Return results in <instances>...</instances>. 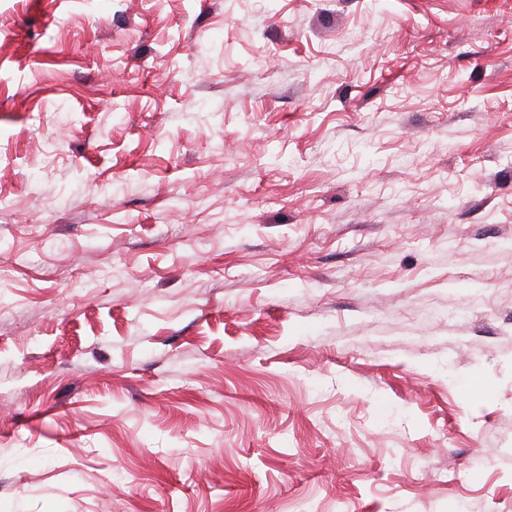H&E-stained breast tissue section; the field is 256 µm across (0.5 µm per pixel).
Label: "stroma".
Here are the masks:
<instances>
[{
  "instance_id": "35a3bbf8",
  "label": "stroma",
  "mask_w": 512,
  "mask_h": 512,
  "mask_svg": "<svg viewBox=\"0 0 512 512\" xmlns=\"http://www.w3.org/2000/svg\"><path fill=\"white\" fill-rule=\"evenodd\" d=\"M0 512H512V0H0Z\"/></svg>"
}]
</instances>
